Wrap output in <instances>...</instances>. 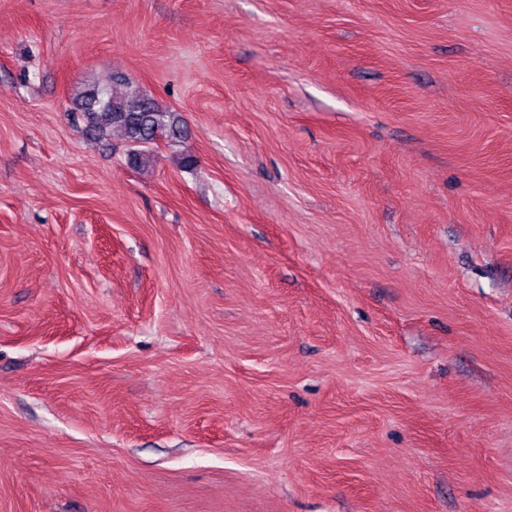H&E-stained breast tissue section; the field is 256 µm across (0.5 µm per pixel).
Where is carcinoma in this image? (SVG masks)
Masks as SVG:
<instances>
[{
  "label": "carcinoma",
  "mask_w": 512,
  "mask_h": 512,
  "mask_svg": "<svg viewBox=\"0 0 512 512\" xmlns=\"http://www.w3.org/2000/svg\"><path fill=\"white\" fill-rule=\"evenodd\" d=\"M72 101L86 135L102 139L112 132L121 134L129 146L126 163L130 166L143 165L149 147L160 141L176 147L187 133L180 113L161 107L122 75L112 77L106 85H85L74 93Z\"/></svg>",
  "instance_id": "1"
}]
</instances>
